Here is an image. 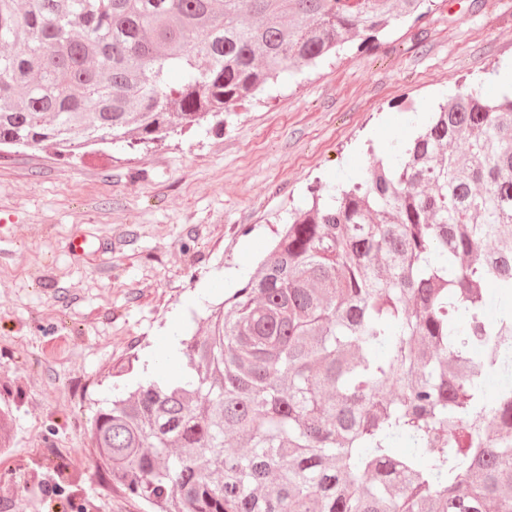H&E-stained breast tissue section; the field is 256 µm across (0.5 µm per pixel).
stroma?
<instances>
[{
	"label": "stroma",
	"mask_w": 512,
	"mask_h": 512,
	"mask_svg": "<svg viewBox=\"0 0 512 512\" xmlns=\"http://www.w3.org/2000/svg\"><path fill=\"white\" fill-rule=\"evenodd\" d=\"M512 0H434L377 48L279 79L228 117L141 151L0 148V512H150L100 476L90 420L206 307L242 284L314 182L352 184L406 141L409 109L472 87L501 96ZM92 250L73 255V235ZM65 461L78 491L58 483Z\"/></svg>",
	"instance_id": "stroma-1"
}]
</instances>
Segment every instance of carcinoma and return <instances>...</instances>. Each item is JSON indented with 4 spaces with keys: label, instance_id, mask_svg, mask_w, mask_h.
Listing matches in <instances>:
<instances>
[{
    "label": "carcinoma",
    "instance_id": "carcinoma-1",
    "mask_svg": "<svg viewBox=\"0 0 512 512\" xmlns=\"http://www.w3.org/2000/svg\"><path fill=\"white\" fill-rule=\"evenodd\" d=\"M430 2L0 0V145L72 157L222 127ZM312 197L181 340L177 376L96 411L98 467L154 512H512V99L459 94Z\"/></svg>",
    "mask_w": 512,
    "mask_h": 512
}]
</instances>
